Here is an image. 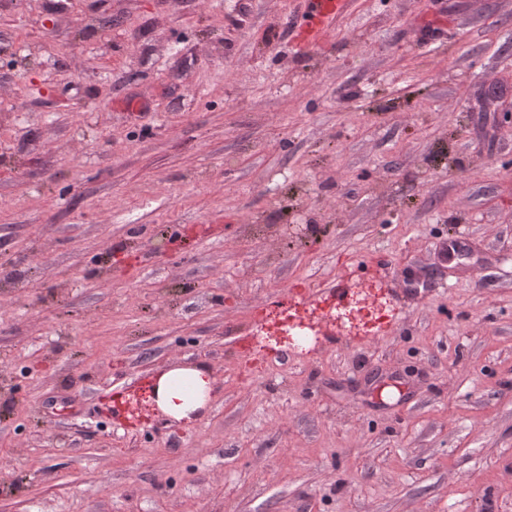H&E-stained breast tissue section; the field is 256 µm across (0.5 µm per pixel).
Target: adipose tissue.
<instances>
[{"label": "adipose tissue", "mask_w": 512, "mask_h": 512, "mask_svg": "<svg viewBox=\"0 0 512 512\" xmlns=\"http://www.w3.org/2000/svg\"><path fill=\"white\" fill-rule=\"evenodd\" d=\"M193 381V395H185L177 386L179 380ZM213 391L210 372L201 366L174 365L158 376L156 405L168 417L175 420L191 418L203 409Z\"/></svg>", "instance_id": "1"}]
</instances>
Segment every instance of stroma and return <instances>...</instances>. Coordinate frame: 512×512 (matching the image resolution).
Returning a JSON list of instances; mask_svg holds the SVG:
<instances>
[{
  "label": "stroma",
  "instance_id": "stroma-1",
  "mask_svg": "<svg viewBox=\"0 0 512 512\" xmlns=\"http://www.w3.org/2000/svg\"><path fill=\"white\" fill-rule=\"evenodd\" d=\"M306 7L0 0V512H512V0ZM379 254L393 334L253 343ZM181 379H190L195 391L191 396L185 395L178 387ZM213 379L210 372L197 365H173L158 375L156 405L168 417L177 421L190 419L203 409L211 398Z\"/></svg>",
  "mask_w": 512,
  "mask_h": 512
}]
</instances>
